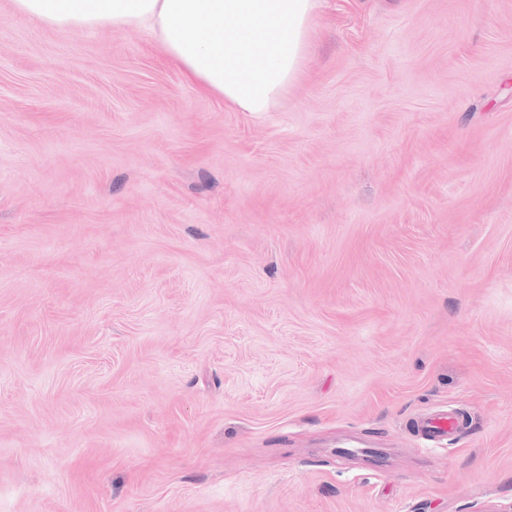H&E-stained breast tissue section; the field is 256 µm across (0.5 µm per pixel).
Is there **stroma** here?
<instances>
[{"label": "stroma", "mask_w": 512, "mask_h": 512, "mask_svg": "<svg viewBox=\"0 0 512 512\" xmlns=\"http://www.w3.org/2000/svg\"><path fill=\"white\" fill-rule=\"evenodd\" d=\"M0 512H512V0H327L275 112L0 0ZM412 427L421 438L434 443L452 441L461 430L459 416L447 409H437L412 419Z\"/></svg>", "instance_id": "1"}]
</instances>
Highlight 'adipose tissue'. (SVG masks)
Wrapping results in <instances>:
<instances>
[{
  "label": "adipose tissue",
  "instance_id": "adipose-tissue-1",
  "mask_svg": "<svg viewBox=\"0 0 512 512\" xmlns=\"http://www.w3.org/2000/svg\"><path fill=\"white\" fill-rule=\"evenodd\" d=\"M326 0H13L46 26L112 27L158 45L183 76L239 112L276 111L302 72Z\"/></svg>",
  "mask_w": 512,
  "mask_h": 512
}]
</instances>
